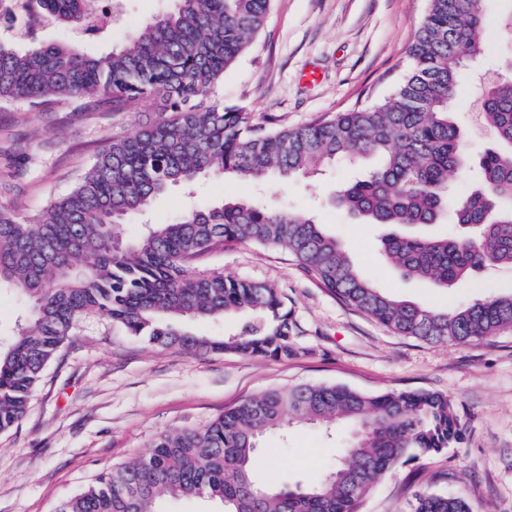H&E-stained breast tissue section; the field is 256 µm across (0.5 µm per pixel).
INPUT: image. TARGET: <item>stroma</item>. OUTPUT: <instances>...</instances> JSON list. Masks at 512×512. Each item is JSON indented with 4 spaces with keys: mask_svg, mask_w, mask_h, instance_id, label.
<instances>
[{
    "mask_svg": "<svg viewBox=\"0 0 512 512\" xmlns=\"http://www.w3.org/2000/svg\"><path fill=\"white\" fill-rule=\"evenodd\" d=\"M428 0H272L254 47L224 74L215 98L247 106L255 120L297 127L388 96L402 81L408 49ZM174 6L173 0H120L111 34L82 37V52L122 45L126 33ZM488 26L480 55L462 74L452 119L478 157L496 138L482 117L485 91L512 74V39L503 31L512 0H481ZM154 100L127 112L78 102L33 112L0 102V208L30 216L72 189L112 138L159 121ZM365 163L341 160L314 177L243 183L206 176L192 192L157 197L147 219L167 224L185 209L225 197L259 199L274 210H304L340 239L359 271L383 291L445 308L512 292V270L487 269L443 290L405 280L379 253L380 231L333 204L336 190ZM194 271H221L277 288L297 326L298 356L243 357L149 346L108 317L84 315L44 370L25 418L0 432V512H55L103 471L132 461L160 432L201 428L241 401L304 384H339L369 393L431 390L448 396L464 425L461 445L398 466L373 489L362 512H407L413 489L459 493L475 512H512V328L471 345L432 344L395 334L331 293L281 249L252 243L216 247ZM347 429L326 436L302 424L268 434L266 482H309L335 461Z\"/></svg>",
    "mask_w": 512,
    "mask_h": 512,
    "instance_id": "obj_1",
    "label": "stroma"
}]
</instances>
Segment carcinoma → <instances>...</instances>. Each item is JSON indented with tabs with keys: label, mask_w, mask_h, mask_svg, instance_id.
Instances as JSON below:
<instances>
[{
	"label": "carcinoma",
	"mask_w": 512,
	"mask_h": 512,
	"mask_svg": "<svg viewBox=\"0 0 512 512\" xmlns=\"http://www.w3.org/2000/svg\"><path fill=\"white\" fill-rule=\"evenodd\" d=\"M176 7L131 29L104 54L73 43L0 37V101L32 108L89 99L106 112L142 98L163 118L114 137L67 194L32 217L0 209V289L32 306L30 324L0 341V431L18 424L45 367L80 318L99 312L151 345L252 357L298 355L278 290L191 266L219 245L249 242L291 253L349 305L394 333L428 343L467 345L512 327V293L437 310L382 291L363 276L336 237L314 217L249 199L196 208L169 224H147L123 239L116 227L146 212L174 186L205 175L262 182L314 174L338 159L378 164L347 185L337 204L380 237L386 262L404 278L447 289L490 266L512 268V79L491 85L483 116L497 145L478 161L480 184L467 196L448 176L470 160L450 117L467 59L481 53V0H429L405 79L382 101L303 127L255 122L243 106L213 100L224 72L266 25L271 0H176ZM23 12L32 27L101 34L112 21L91 0H0V14ZM455 215L462 233L427 236L416 228ZM248 315L224 336H198L181 321ZM306 422L350 427L336 464L309 484L270 486L254 478L261 438ZM447 396L427 390L369 395L337 384L271 390L247 399L205 429L156 434L149 451L102 472L57 512H161L166 500H218L222 512H361L375 485L400 464L461 443ZM410 512H473L457 494L413 492Z\"/></svg>",
	"instance_id": "cac0c4a2"
}]
</instances>
